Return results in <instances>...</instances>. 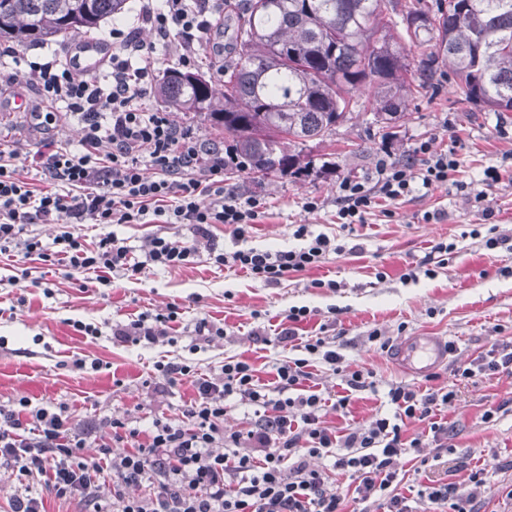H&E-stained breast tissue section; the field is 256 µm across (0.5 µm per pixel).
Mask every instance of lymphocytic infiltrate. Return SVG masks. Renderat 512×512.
<instances>
[{"label":"lymphocytic infiltrate","instance_id":"1","mask_svg":"<svg viewBox=\"0 0 512 512\" xmlns=\"http://www.w3.org/2000/svg\"><path fill=\"white\" fill-rule=\"evenodd\" d=\"M138 18L149 25L152 41L132 30L113 29L112 53L93 70H78L58 58L27 64L15 56L24 82L38 93L31 103L36 119L55 123L62 107L82 127L78 146L50 142L37 155L36 170L52 184L47 191L32 190L17 175L14 152L0 150V253L14 248L75 273L94 272L106 285L150 268L190 264L204 250L218 265L276 285L290 273L318 265L329 253L345 251V244L327 235L310 236L304 224L295 234L307 244L295 250L218 251L213 226L229 227L234 239H242L264 215L268 201L225 184V176L241 165L234 152L205 146L192 127L177 124L166 112L149 111L147 100L159 65L157 45L176 42L179 65L197 67L211 31L222 26L224 0H139ZM458 166L456 149H434L429 139L420 141L404 161L380 155L371 182L347 178L339 183L337 215L346 228L365 223L380 201L395 203L415 191L445 186ZM63 186L73 188V195L60 194ZM64 214L99 224L149 219L162 230L146 240L139 260L131 257L124 240L111 234L91 249L67 230L55 237L50 253L38 238L25 236L27 225ZM171 224L189 225V235L168 232ZM306 316V308H290L289 324L276 336L283 344L299 342L306 355L276 364L273 388L259 384L250 363L225 362L219 373L196 379L197 397L184 421L157 417L143 433L128 420L113 419L111 437L97 442L90 460L82 451L94 434L91 427L74 424L60 410L38 408L24 416L0 408V467L24 478L45 476L56 496L87 498L92 512H345L342 495L324 470L311 464L328 457L334 469L350 473L357 501L373 503L381 512H412L398 490L395 462L426 448L438 457L448 452V428L436 414L453 401L454 391L423 394L406 385L390 387L392 416L337 434L324 420L326 408L348 413L351 392L373 387V373L348 369L325 338L297 341L292 325ZM177 317L173 306L155 315L142 313L116 325L112 335L122 342L152 344L168 337ZM315 355L348 389L334 403L301 389L311 377L309 359ZM233 397L253 411L247 431L224 428ZM411 419L427 423L429 436L405 438V423ZM117 444L124 445V452H114ZM103 470L112 474L107 497L93 478ZM469 480L474 490L465 496L455 484L439 480L419 495L438 512H477L482 470L472 471ZM146 483L152 485V495H132V488Z\"/></svg>","mask_w":512,"mask_h":512}]
</instances>
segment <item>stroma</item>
Returning <instances> with one entry per match:
<instances>
[{"label":"stroma","mask_w":512,"mask_h":512,"mask_svg":"<svg viewBox=\"0 0 512 512\" xmlns=\"http://www.w3.org/2000/svg\"><path fill=\"white\" fill-rule=\"evenodd\" d=\"M36 96L34 88L19 81L12 58L0 56V104L7 108L0 114V145L15 150L21 178L41 190L45 184L31 164L33 157L47 142L77 145L80 123L72 117L44 126L30 112L10 111L16 98L30 101ZM369 120L364 113L344 122L335 136L313 147L315 168L309 176L260 179L238 172L231 178L239 192L264 195L270 206L243 240L215 225L218 248H298L302 242L293 231L299 224L308 225L312 234L347 240L350 246L348 252L328 254L319 266L290 274L279 284L266 285L241 270L217 267L204 254L183 267L153 268L107 286L82 284L62 269L49 272L47 263L35 256L17 251L0 255V406L17 407L22 398L34 408L63 406L73 422H97L101 438L109 437L113 418L145 430L153 418L181 417L196 396L189 378L157 392L156 364L179 357L208 375L226 361L244 359L253 364L260 383L272 384L279 360L305 355L304 350L270 341L289 308L304 306L310 315L297 324V336L332 338L348 364L374 373V388L356 393L351 416L328 413V426L340 432L367 426L388 412L386 394L396 384L455 390V399L440 411L453 430L452 461L398 459L396 467L404 476L401 489L417 494L428 480L442 479L465 495L472 489L471 470L483 467L487 474L478 496L479 512H512V377L496 374L467 381L454 374L457 367L512 337V250L486 244L494 231L512 238V141L499 134L500 128L512 129V112L486 111L445 82L411 102L396 134ZM424 139L440 148L455 146V178L471 188H479L484 168L499 167L502 180L489 190L483 208L473 207L451 185L412 193L395 205L394 217L378 207L354 233L342 230L336 217L339 182L370 175L382 151L405 160ZM309 197L319 198L322 208L305 211ZM70 228L90 247L101 235L114 233L125 239L136 258L158 230L154 224H97L66 215L28 225L27 230L50 251L54 237ZM441 242L453 247L442 264L433 259V248ZM424 262L433 276L404 281L405 273ZM318 279L325 280V287H315ZM170 305L179 309L171 324L175 343L144 346L113 338L115 325ZM203 318L223 326L224 339L197 345L195 329ZM80 322L96 327V335L79 332ZM375 330L394 343L417 332L445 336L452 347L448 363L434 376L408 381L389 349L369 342ZM457 458L466 461V468H455ZM27 493L42 498L46 512L89 510L81 497H56L44 478L21 481L0 468V512H12L15 497Z\"/></svg>","instance_id":"stroma-1"}]
</instances>
